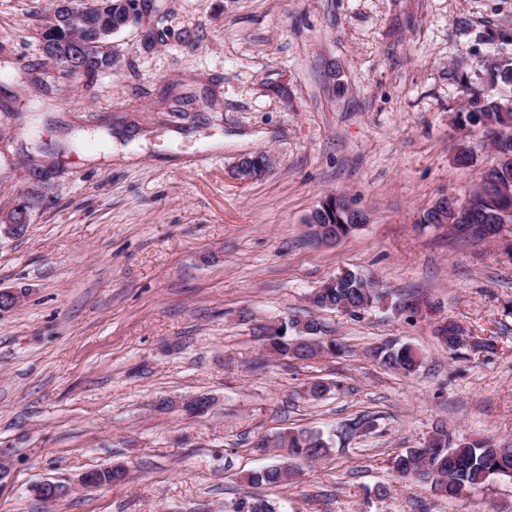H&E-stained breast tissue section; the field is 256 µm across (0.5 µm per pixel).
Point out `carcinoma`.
Wrapping results in <instances>:
<instances>
[{
  "mask_svg": "<svg viewBox=\"0 0 512 512\" xmlns=\"http://www.w3.org/2000/svg\"><path fill=\"white\" fill-rule=\"evenodd\" d=\"M137 0H89L74 13L59 20L51 29L38 31L44 46L55 48L54 59L61 61L60 53L73 40L74 32L81 31L82 13L88 12L98 18L104 29L120 31L127 27L129 11ZM468 107L456 114L455 120L461 127L480 126L487 131L497 130V138L491 141L494 156H512V107L497 99L483 95L471 88L468 92ZM501 177L495 165L481 169L479 188L471 194L472 208L471 239L484 238L486 225L502 219V214L512 211V199L493 192L491 184ZM313 303L320 309H339L348 304L357 307L351 312L356 317L359 311L390 304L400 310L404 303L389 300V294L374 286L372 280L359 273L345 270L327 280L312 294ZM292 323L283 325V333L269 337L267 351L277 357L302 359L306 348L297 343V337L288 334ZM441 337L452 358H464L469 351L489 349L492 343L486 338H473L467 342L466 332L457 324L450 323ZM380 363L405 375L414 373L421 366L422 353L411 345L389 347L377 352ZM275 447L288 450V462L267 467L244 476L251 485L277 487L295 478L298 465L325 456L329 450L327 441L319 432L307 430L281 432L275 438ZM512 469V448H498L486 440L453 441L448 432L432 435L416 448H408L394 460V470L402 478H423L441 497H456L464 490H477L491 479L505 476L504 469ZM98 485L110 484L124 479L127 472L111 468L93 471ZM236 512H275V506L265 501H251L243 498L238 502Z\"/></svg>",
  "mask_w": 512,
  "mask_h": 512,
  "instance_id": "cac0c4a2",
  "label": "carcinoma"
}]
</instances>
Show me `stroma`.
<instances>
[{
  "label": "stroma",
  "mask_w": 512,
  "mask_h": 512,
  "mask_svg": "<svg viewBox=\"0 0 512 512\" xmlns=\"http://www.w3.org/2000/svg\"><path fill=\"white\" fill-rule=\"evenodd\" d=\"M142 3L117 64L87 79L43 49L51 0H0V210L31 206L0 233V290L20 296L0 308V512H229L246 495L278 512H512V479L446 499L390 467L440 430L512 447V256L419 221L494 159L452 117L464 83L503 95L486 68L512 57V0ZM464 143L475 166L454 160ZM258 152L272 169L236 178ZM330 194L370 221L321 244L306 219ZM346 269L418 310L312 306ZM312 316L342 356L283 361L257 340ZM451 322L493 349L449 358ZM392 344L422 352L416 373L379 364ZM318 378L336 388L313 400ZM199 395L212 408L187 415ZM361 414L372 432L338 436ZM289 428L321 431L328 454L288 485L243 483L282 461L266 442ZM116 462L124 482L60 504L29 491ZM30 206L26 203H18L6 213L0 212V232L2 229L10 233H16L19 228H24L30 222Z\"/></svg>",
  "instance_id": "1"
}]
</instances>
